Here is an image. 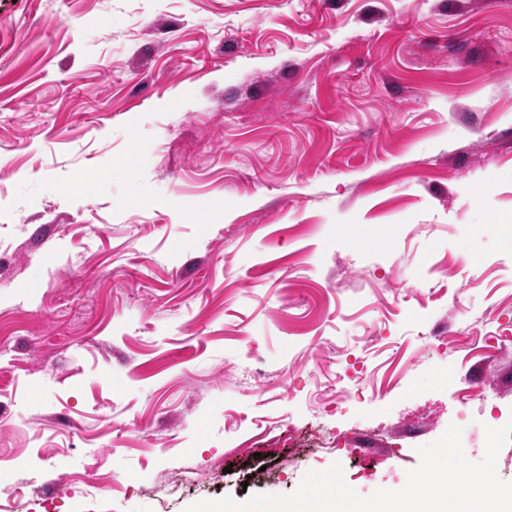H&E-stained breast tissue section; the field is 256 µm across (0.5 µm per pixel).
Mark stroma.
Instances as JSON below:
<instances>
[{"instance_id": "1", "label": "stroma", "mask_w": 512, "mask_h": 512, "mask_svg": "<svg viewBox=\"0 0 512 512\" xmlns=\"http://www.w3.org/2000/svg\"><path fill=\"white\" fill-rule=\"evenodd\" d=\"M1 160L0 512L512 417V0H0Z\"/></svg>"}]
</instances>
